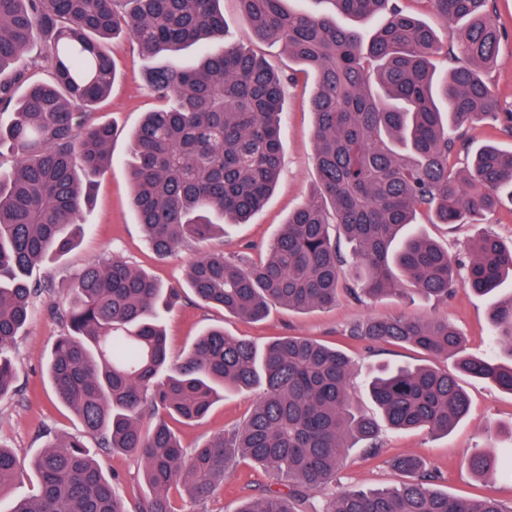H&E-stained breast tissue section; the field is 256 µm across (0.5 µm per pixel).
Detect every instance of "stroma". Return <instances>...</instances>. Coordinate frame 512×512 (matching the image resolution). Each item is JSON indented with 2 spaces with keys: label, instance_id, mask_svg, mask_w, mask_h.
Instances as JSON below:
<instances>
[{
  "label": "stroma",
  "instance_id": "stroma-1",
  "mask_svg": "<svg viewBox=\"0 0 512 512\" xmlns=\"http://www.w3.org/2000/svg\"><path fill=\"white\" fill-rule=\"evenodd\" d=\"M220 7L229 40L264 56L274 69L290 66L291 61L281 48L254 41L236 0H221ZM495 8L505 34L497 63L486 78L502 110L507 111L512 109V0H495ZM107 47L116 61L118 77L98 118L116 129L111 144L112 164L97 179L93 203L84 213L85 232L80 245L62 259L46 261L35 272L36 278L48 284L49 291L34 299L28 323L14 343L17 373L13 395L0 401V444L28 459L50 440L78 433L76 417L58 401L46 374L47 355L62 332L56 310L61 307L76 273L88 264L117 256L163 284L183 286L179 307L162 316L171 356L181 355L204 330L217 325L260 348L283 336H304L338 345L351 359L353 400L360 410L371 415L376 414L377 408L368 394V384L376 368L430 364L455 373L469 397L470 409L448 435L383 428L379 437L383 454L367 456L359 445L349 449L340 463L335 489L342 492L398 486L404 477L388 466L387 459L414 454L437 470L439 478L432 484L434 490L466 499L492 496L512 506V470L505 467L496 482L488 485L465 464L476 450L495 452L505 463L512 460V394L489 381L459 372L456 358L434 359L409 345H377L343 335L350 324L372 316L439 318L448 320L466 336L465 355L486 357L491 353L490 308L495 298L512 296V281H506L495 298L460 288L444 303L421 298L412 303L395 298L358 303L342 296L335 306L307 311L273 303L267 316L258 322L244 321L204 305L185 287L187 266L201 252V245L182 247L167 259H158L129 205L128 135L146 112L156 108L157 102L145 87L148 58L127 39H115ZM311 90V82L303 79L288 88L282 124V167L276 191L250 223L225 225L223 236L212 240V247L223 248L228 254L246 249L255 259L263 256L266 245L278 235L288 214L307 199L316 180ZM416 227L447 247L452 258L464 261L469 247L481 236L492 235L503 243H512V203L503 202L493 215L477 224H432L421 217ZM257 397L254 391L227 393L203 420L191 425L178 423L174 429L184 447H195L214 434L241 424ZM93 456L105 474L119 476L118 491L126 501L149 496L136 458L100 450L94 451ZM269 482L264 469L247 460L240 462L227 473L223 487L208 502L207 512H236L246 496L257 493Z\"/></svg>",
  "mask_w": 512,
  "mask_h": 512
}]
</instances>
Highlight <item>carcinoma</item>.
Listing matches in <instances>:
<instances>
[{
    "mask_svg": "<svg viewBox=\"0 0 512 512\" xmlns=\"http://www.w3.org/2000/svg\"><path fill=\"white\" fill-rule=\"evenodd\" d=\"M219 2L0 0V148L13 155L0 172L1 400L16 374L14 340L32 299L46 289L31 273L76 247L91 187L110 164L114 129L96 122L95 112L117 79L107 42L120 36L158 59L145 83L159 107L130 135L126 165L131 208L160 258L261 210L280 175L286 90L302 74L313 77L316 186L263 257L208 249L189 265L187 284L205 304L256 320L272 302L306 311L335 305L343 292L358 302L409 291L446 302L459 287L487 295L512 275V245L493 236L478 239L460 266L442 245L402 234L419 213L434 224H473L512 189V151L483 145L467 173L451 165L465 146L460 130L474 121L502 117L500 130L512 137V112L500 115L484 79L503 37L493 0H429L461 26L446 45L399 0H314L329 4L328 12L237 0L253 38L283 48L299 66L289 73L224 40ZM338 15L379 24L367 40L358 27L338 24ZM38 42L43 51L34 64L47 81L18 68ZM192 44L203 48L200 61L179 65L177 55ZM332 224L352 246L353 284ZM180 298V288H165L116 257L76 274L47 371L80 430L30 461L0 444V489L28 468L37 481L35 493L9 512H183L170 496L179 488L196 512H206L240 458L265 469L270 484L237 512H512L495 498L431 489L434 472L412 454L392 460L408 477L401 485L312 505L310 495L336 481L355 442L380 454L383 424L446 435L466 417L467 394L446 370L384 368L370 382L380 416L363 413L348 390L350 359L303 336L259 349L213 327L174 360L160 314ZM490 319L493 347L511 362L464 357L459 369L512 393V297L493 304ZM346 336L411 344L433 357L455 355L464 344L448 321L409 316L372 317L350 325ZM255 388L261 395L248 418L195 448L169 426L170 419L204 418L226 392ZM88 438L137 458L151 496L133 506L118 497L117 477L95 463ZM466 464L486 482L502 467L488 452Z\"/></svg>",
    "mask_w": 512,
    "mask_h": 512,
    "instance_id": "cac0c4a2",
    "label": "carcinoma"
}]
</instances>
